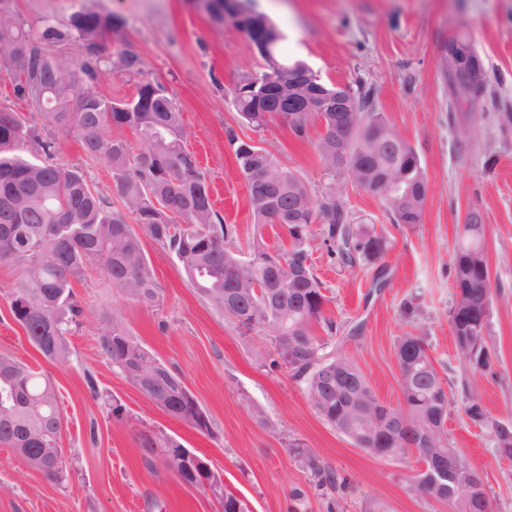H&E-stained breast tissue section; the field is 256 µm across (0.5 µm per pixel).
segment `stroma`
<instances>
[{"label": "stroma", "instance_id": "1", "mask_svg": "<svg viewBox=\"0 0 512 512\" xmlns=\"http://www.w3.org/2000/svg\"><path fill=\"white\" fill-rule=\"evenodd\" d=\"M25 29L45 21L63 24L76 11L112 13L125 19V39L144 62L142 76L104 67L92 88L115 101L134 96L139 78L158 81L181 113L184 145L206 177L214 208L235 225V247L249 254L256 234L246 182L227 134L274 149L285 167L305 179L314 199L336 191L352 222L373 225L389 249L377 266L348 267L315 239L313 273L328 298L326 314L354 337L330 341L329 352L348 358L377 398L400 400L396 347L402 336L423 337L439 373L448 381L446 427L452 447L482 475L493 512H512V461L497 451L494 432L463 412L465 397L512 428V0H253L282 31V54L301 60L326 84L363 88L372 109L415 149L429 183L422 220L392 223L384 205L342 174L325 171L316 143L319 121L297 139L288 125L271 120L255 128L231 101L242 77L264 71L249 38L218 27L187 0H13ZM464 34L484 69L487 94L452 105L448 66L440 46ZM26 115L54 143L57 162L80 168L113 208L123 206L112 170L88 156L75 135L14 92L0 72V105ZM480 130L466 152L455 147L454 129ZM478 208L486 226L485 250L497 293L489 318L492 362L476 374L458 353L449 326L453 303V254L457 226ZM144 247L158 284L155 305L128 301L98 268L74 284L83 308L68 335L64 360L49 361L29 343L11 314L21 269L0 263V355L12 357L53 382L64 417L61 446L67 460L62 482L47 480L9 448L0 446V512H222L205 489L184 484L142 446L143 435L174 439L205 456L224 487L250 512H363L380 499L392 512H444L439 503L408 490L415 457L370 456L325 422L301 383L286 368L260 360L268 342L262 330L241 332L193 288L176 257L161 243ZM131 336L178 371L207 410L211 434H203L156 407L116 372L99 338L112 313ZM121 403L129 422L112 418ZM312 448L340 479L342 489L314 491L309 474L289 453L291 442ZM306 490L301 503L293 489Z\"/></svg>", "mask_w": 512, "mask_h": 512}]
</instances>
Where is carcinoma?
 Listing matches in <instances>:
<instances>
[{
	"label": "carcinoma",
	"mask_w": 512,
	"mask_h": 512,
	"mask_svg": "<svg viewBox=\"0 0 512 512\" xmlns=\"http://www.w3.org/2000/svg\"><path fill=\"white\" fill-rule=\"evenodd\" d=\"M197 8L216 24L224 23V0H197ZM115 15L88 12L72 13L65 29L47 24L32 35L17 20L12 0H0V60L8 65L18 50L27 55L26 77L15 79L16 94L35 110L48 116L64 133L77 134L83 150L104 160L112 169V179L125 209L111 206L107 197L89 192L83 173L74 167L53 162L54 145L42 140L35 128L20 113L0 107V262L15 263L22 276L12 292L11 310L15 320L44 358L63 359L67 336L83 310L74 293V281L84 270L96 265L112 280V285L131 302L151 306L159 298L158 285L149 266L144 238L163 243L174 254L192 286L216 309L240 328L259 326L268 331L273 366H283L305 389L316 412L358 448L372 445L379 458H393L387 438L372 436V404L377 396L367 389V397L352 410L337 408L336 397L320 398L321 368L336 365L357 368L343 356L325 353L327 342L313 334L315 325L331 332L334 322L327 318L328 302L322 283L309 262L312 241L310 226L315 217L322 224V244L349 267L375 265L387 250L384 236L366 224L349 222L343 201L331 190L315 201L309 184L280 161L275 150L256 153L244 148V141L229 135L235 146L238 168L247 184L255 224L276 225L291 240L287 250L276 257L289 266L305 268L306 275L288 288V296L278 307H267L264 296L275 286L274 260L265 244L253 242L250 257L234 249L236 228L224 223L214 210L205 176L194 155L183 144L181 114L168 93L144 97L146 85L138 83L136 95L120 102L132 107L126 112L112 108L101 111L108 98L92 91L91 84L106 63L98 55L99 43L112 37ZM81 42L84 54L75 69L65 72L53 47L70 40ZM124 70L130 75L143 71L142 56L130 49L120 50ZM266 73L241 78L232 91V103L239 115L255 127L266 124L269 112L278 109L271 96L265 111L256 110L254 100L243 94L246 86L261 80ZM361 115L358 123L340 134L356 156L357 170L350 180L364 192L378 198L389 212L392 223L405 224L407 199L426 178L412 145L392 131L379 114L368 111L370 99L354 95ZM112 127L128 128L137 144L114 138ZM38 149L43 157L33 161L28 154ZM402 173L405 191L391 201L384 194L385 179ZM271 179L284 175L274 192V207L257 200L261 189L254 175ZM19 197L24 215L19 217L3 206L7 198ZM133 216L139 229L128 223ZM454 282L469 287V307H451L449 324L458 332L466 327L480 336L488 331L489 308L497 289L492 287L485 253L484 224L480 210L467 213V223L457 225L453 257ZM296 337L297 350L289 357L288 340ZM101 349L112 366L125 379L138 369L153 377L139 391L170 417L201 433H211L209 418H200L201 405L182 377L159 362L137 343L121 315L114 312L101 336ZM473 372H482L489 364L486 344L458 347ZM403 358L409 391L404 395L406 409L419 422L432 415L437 396L444 397L448 409V389L428 354L421 336H404L396 347ZM473 420L492 428L497 441L512 449V429L489 419L482 407L473 402L465 408ZM448 414L433 421L440 428L435 449L443 454H459L448 445L445 426ZM63 420L51 380L27 364L0 356V445L23 449L27 462L45 458L44 449L61 442ZM290 451L310 473L317 488L335 490L344 484L318 455L299 442ZM470 469H465L456 493V512H469V500L476 495L470 488Z\"/></svg>",
	"instance_id": "1"
}]
</instances>
